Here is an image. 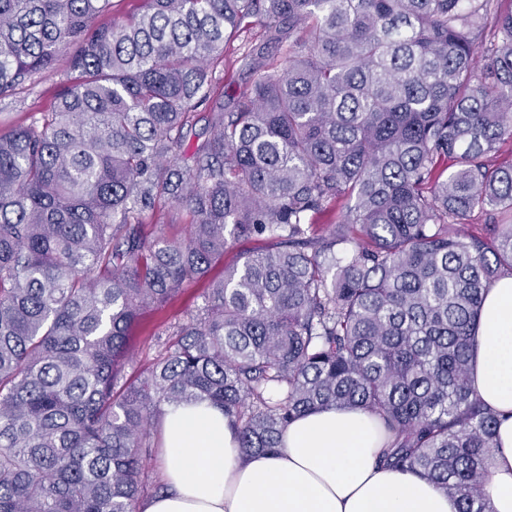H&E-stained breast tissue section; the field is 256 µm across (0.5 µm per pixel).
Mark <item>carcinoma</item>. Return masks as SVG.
<instances>
[{
    "label": "carcinoma",
    "instance_id": "cac0c4a2",
    "mask_svg": "<svg viewBox=\"0 0 512 512\" xmlns=\"http://www.w3.org/2000/svg\"><path fill=\"white\" fill-rule=\"evenodd\" d=\"M142 3L96 27L112 0H0V99L64 53L74 74L0 137V512H137L153 428L183 402L222 407L246 456L360 408L380 462L488 512L497 420L471 361L512 276V0ZM256 25L250 85L213 99ZM163 206L185 237L143 234ZM476 210L485 235L451 230ZM249 238L275 247L125 379L145 310ZM258 29H255L251 35L247 33V35L242 34L241 36H237L236 39L226 44L224 47V61L218 62L217 66H215L214 70L215 76L217 78L215 86H214V97L224 96L227 93L234 94L239 87H243L244 84L248 81L247 75L243 71L241 66V55L245 50V47L250 40V37H254ZM247 36L248 41L247 40ZM246 43V44H245ZM227 98L224 96V101Z\"/></svg>",
    "mask_w": 512,
    "mask_h": 512
}]
</instances>
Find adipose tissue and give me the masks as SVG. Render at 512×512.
Instances as JSON below:
<instances>
[{
  "label": "adipose tissue",
  "mask_w": 512,
  "mask_h": 512,
  "mask_svg": "<svg viewBox=\"0 0 512 512\" xmlns=\"http://www.w3.org/2000/svg\"><path fill=\"white\" fill-rule=\"evenodd\" d=\"M474 387L498 415L485 487L512 512V276L488 289L476 330ZM164 493L139 512H458L427 480L380 467L376 420L363 410L301 416L275 454L243 456L222 408L167 407L159 425Z\"/></svg>",
  "instance_id": "ef3b65f1"
}]
</instances>
